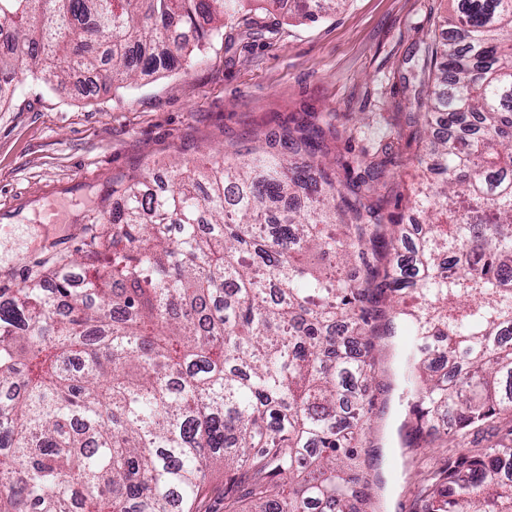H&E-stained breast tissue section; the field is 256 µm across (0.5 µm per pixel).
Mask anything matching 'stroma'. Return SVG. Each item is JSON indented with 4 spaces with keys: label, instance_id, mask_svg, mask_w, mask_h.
<instances>
[{
    "label": "stroma",
    "instance_id": "1",
    "mask_svg": "<svg viewBox=\"0 0 512 512\" xmlns=\"http://www.w3.org/2000/svg\"><path fill=\"white\" fill-rule=\"evenodd\" d=\"M444 10L443 0H349L315 22L260 13L264 30L250 39L238 15L191 66L125 88L101 82L87 96L74 78L54 87L18 83L0 106V225L14 229L0 255V289L23 287L39 264L75 254L87 215L111 209L113 181L154 178L180 160L201 167L288 125L322 129L323 146L341 160L394 142L386 208L410 219L406 195L422 147L410 137L409 116L425 91L424 49ZM340 113L354 119L343 134ZM50 206L57 221L41 226ZM395 408L377 394L380 442L360 449L363 466L387 473L399 450Z\"/></svg>",
    "mask_w": 512,
    "mask_h": 512
}]
</instances>
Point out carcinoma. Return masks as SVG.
Instances as JSON below:
<instances>
[{"instance_id":"cac0c4a2","label":"carcinoma","mask_w":512,"mask_h":512,"mask_svg":"<svg viewBox=\"0 0 512 512\" xmlns=\"http://www.w3.org/2000/svg\"><path fill=\"white\" fill-rule=\"evenodd\" d=\"M346 0H297L314 21ZM285 0H0V105L76 71L122 87L190 63L242 9ZM407 225L385 145L327 166L318 131L173 166L46 275L0 291V512H381L354 464L373 433L376 340L404 452L452 438L414 512H512V0H448L424 50ZM378 357L381 360L377 365L376 371L378 375H381V371L385 369L386 374L382 379L384 381L388 378H392V374L400 367L403 359V344L400 336H393L386 338L378 342ZM379 368V369H378Z\"/></svg>"}]
</instances>
